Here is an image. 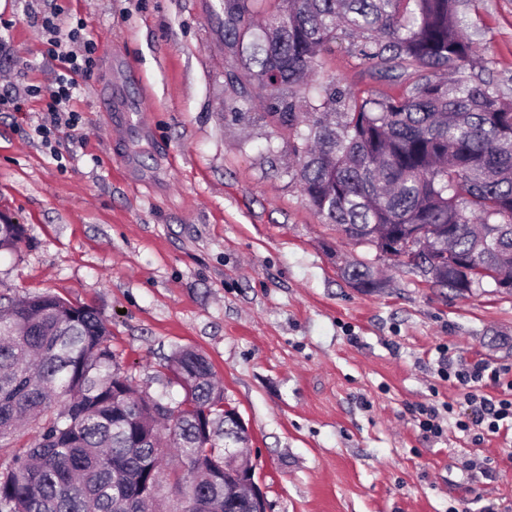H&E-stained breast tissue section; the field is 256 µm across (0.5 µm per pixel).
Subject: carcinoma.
<instances>
[{
	"label": "carcinoma",
	"instance_id": "cac0c4a2",
	"mask_svg": "<svg viewBox=\"0 0 512 512\" xmlns=\"http://www.w3.org/2000/svg\"><path fill=\"white\" fill-rule=\"evenodd\" d=\"M463 0H224L229 122L288 133V176L343 237L381 249L414 224L448 265L433 285L465 294L512 280V94L461 20ZM397 89L361 96L313 76L336 40ZM25 239L0 224V251ZM357 288H379L349 264ZM97 311L49 294H0V447L40 429L0 466V512H254L230 491L224 391L206 356L180 348L177 406L135 389Z\"/></svg>",
	"mask_w": 512,
	"mask_h": 512
}]
</instances>
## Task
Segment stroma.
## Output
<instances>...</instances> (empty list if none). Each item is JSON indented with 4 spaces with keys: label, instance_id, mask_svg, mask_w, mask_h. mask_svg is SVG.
<instances>
[{
    "label": "stroma",
    "instance_id": "1",
    "mask_svg": "<svg viewBox=\"0 0 512 512\" xmlns=\"http://www.w3.org/2000/svg\"><path fill=\"white\" fill-rule=\"evenodd\" d=\"M496 78L512 79V0H467ZM81 27L95 66L79 75L77 125L36 131L56 63L41 19ZM220 0H0V216L26 228L0 252V294H50L96 309L134 385L181 400L175 349L202 352L251 435L268 512H512V432L455 426L454 360L512 365V291L459 295L322 223L290 181L269 128L231 125ZM385 91L337 45L319 73ZM374 266L366 292L344 261ZM444 433L428 439L419 408Z\"/></svg>",
    "mask_w": 512,
    "mask_h": 512
}]
</instances>
